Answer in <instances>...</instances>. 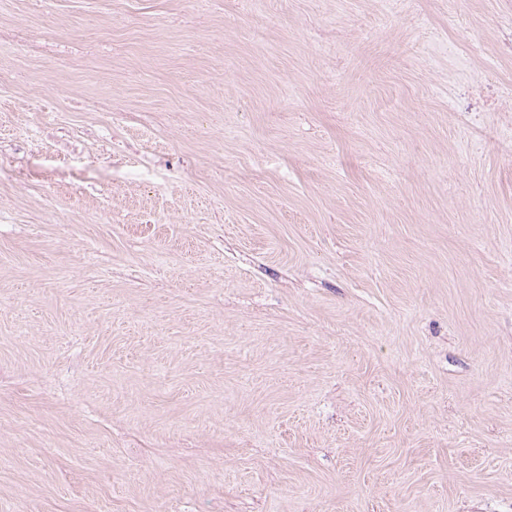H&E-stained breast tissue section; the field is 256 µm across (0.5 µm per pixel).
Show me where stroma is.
<instances>
[{
    "label": "stroma",
    "mask_w": 512,
    "mask_h": 512,
    "mask_svg": "<svg viewBox=\"0 0 512 512\" xmlns=\"http://www.w3.org/2000/svg\"><path fill=\"white\" fill-rule=\"evenodd\" d=\"M502 0H0V512H512Z\"/></svg>",
    "instance_id": "stroma-1"
}]
</instances>
